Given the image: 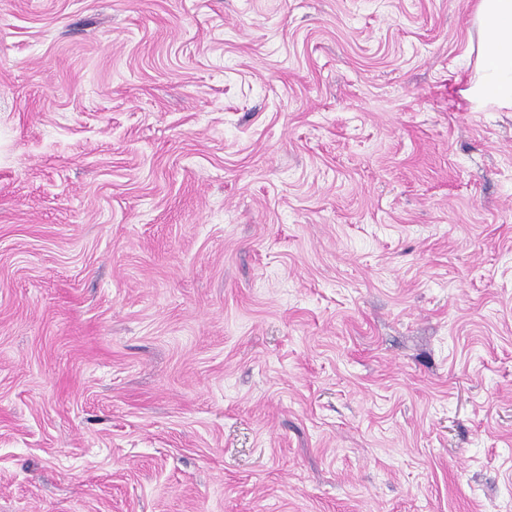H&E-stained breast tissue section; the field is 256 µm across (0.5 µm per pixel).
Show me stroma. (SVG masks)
<instances>
[{
	"label": "stroma",
	"instance_id": "35a3bbf8",
	"mask_svg": "<svg viewBox=\"0 0 512 512\" xmlns=\"http://www.w3.org/2000/svg\"><path fill=\"white\" fill-rule=\"evenodd\" d=\"M476 3L0 0V512H512Z\"/></svg>",
	"mask_w": 512,
	"mask_h": 512
}]
</instances>
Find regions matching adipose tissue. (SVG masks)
I'll return each instance as SVG.
<instances>
[{"mask_svg":"<svg viewBox=\"0 0 512 512\" xmlns=\"http://www.w3.org/2000/svg\"><path fill=\"white\" fill-rule=\"evenodd\" d=\"M477 32L471 77L478 105L512 109V0H477L473 16Z\"/></svg>","mask_w":512,"mask_h":512,"instance_id":"adipose-tissue-1","label":"adipose tissue"}]
</instances>
